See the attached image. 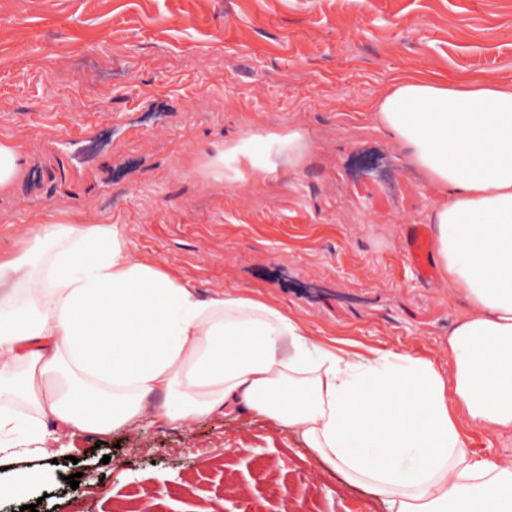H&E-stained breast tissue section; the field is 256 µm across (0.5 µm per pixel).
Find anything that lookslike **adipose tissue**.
<instances>
[{"instance_id":"1","label":"adipose tissue","mask_w":512,"mask_h":512,"mask_svg":"<svg viewBox=\"0 0 512 512\" xmlns=\"http://www.w3.org/2000/svg\"><path fill=\"white\" fill-rule=\"evenodd\" d=\"M371 117L436 195L434 261L467 307L447 363L350 358L275 297L200 296L139 253L127 225L64 214L0 252V456L50 451L59 431L251 413L386 512H512V454L479 458L464 440L512 434V82L409 73ZM314 148L299 126L248 130L190 167L258 186L272 154L299 166Z\"/></svg>"}]
</instances>
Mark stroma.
<instances>
[{
    "instance_id": "1",
    "label": "stroma",
    "mask_w": 512,
    "mask_h": 512,
    "mask_svg": "<svg viewBox=\"0 0 512 512\" xmlns=\"http://www.w3.org/2000/svg\"><path fill=\"white\" fill-rule=\"evenodd\" d=\"M408 69L512 81V0H0V140L28 155L0 195V251L36 215L90 210L201 291L270 294L318 336L447 359L465 307L403 251L433 194L370 118ZM292 125L318 148L265 185L181 167ZM8 464L43 478L0 512H384L245 416L63 435Z\"/></svg>"
}]
</instances>
